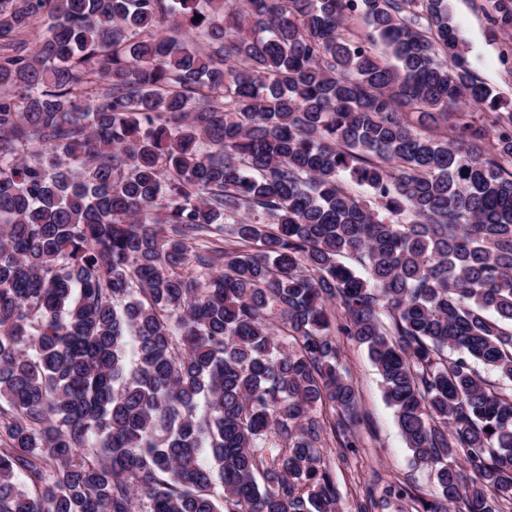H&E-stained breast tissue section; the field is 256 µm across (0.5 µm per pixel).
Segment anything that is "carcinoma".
Listing matches in <instances>:
<instances>
[{
    "label": "carcinoma",
    "instance_id": "obj_1",
    "mask_svg": "<svg viewBox=\"0 0 512 512\" xmlns=\"http://www.w3.org/2000/svg\"><path fill=\"white\" fill-rule=\"evenodd\" d=\"M502 108L448 0H0V512H339L341 336L434 470L382 500L511 510Z\"/></svg>",
    "mask_w": 512,
    "mask_h": 512
}]
</instances>
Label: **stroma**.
<instances>
[{"label":"stroma","instance_id":"35a3bbf8","mask_svg":"<svg viewBox=\"0 0 512 512\" xmlns=\"http://www.w3.org/2000/svg\"><path fill=\"white\" fill-rule=\"evenodd\" d=\"M486 5V0L449 2L452 20L477 75L504 101L512 103V72L501 62L503 51L512 48V39L490 35L484 16ZM340 347L341 362L359 393L364 415L358 428L362 439L359 447L347 450L331 441L324 450L336 473L340 512H357L362 497H381L384 487L397 479L433 493L430 470L416 462L406 448L394 412L384 398L381 378L365 348L346 338L341 339Z\"/></svg>","mask_w":512,"mask_h":512}]
</instances>
